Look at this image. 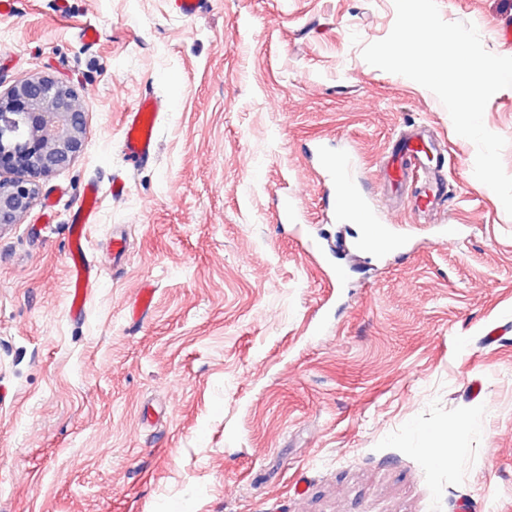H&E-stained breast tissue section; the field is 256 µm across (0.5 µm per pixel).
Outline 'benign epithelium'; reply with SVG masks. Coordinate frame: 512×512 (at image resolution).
I'll return each mask as SVG.
<instances>
[{
  "mask_svg": "<svg viewBox=\"0 0 512 512\" xmlns=\"http://www.w3.org/2000/svg\"><path fill=\"white\" fill-rule=\"evenodd\" d=\"M85 130V112L63 81L32 76L0 95V228L27 214L39 178L75 160Z\"/></svg>",
  "mask_w": 512,
  "mask_h": 512,
  "instance_id": "benign-epithelium-1",
  "label": "benign epithelium"
}]
</instances>
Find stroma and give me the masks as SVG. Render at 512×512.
<instances>
[{"mask_svg": "<svg viewBox=\"0 0 512 512\" xmlns=\"http://www.w3.org/2000/svg\"><path fill=\"white\" fill-rule=\"evenodd\" d=\"M437 2L512 57V0ZM395 18L394 0L0 12V92L49 75L86 114L81 153L0 229V512H512V216L437 96L363 59ZM146 92L157 154L131 171L123 109ZM484 124L512 175V88ZM417 129L448 150V204L424 215L379 163ZM330 157L395 249H361L328 207ZM91 181L99 277L76 318L68 219ZM447 441L461 454L434 462Z\"/></svg>", "mask_w": 512, "mask_h": 512, "instance_id": "35a3bbf8", "label": "stroma"}]
</instances>
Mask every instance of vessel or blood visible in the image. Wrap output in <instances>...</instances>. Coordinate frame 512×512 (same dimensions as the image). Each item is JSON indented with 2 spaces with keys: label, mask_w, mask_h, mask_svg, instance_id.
<instances>
[{
  "label": "vessel or blood",
  "mask_w": 512,
  "mask_h": 512,
  "mask_svg": "<svg viewBox=\"0 0 512 512\" xmlns=\"http://www.w3.org/2000/svg\"><path fill=\"white\" fill-rule=\"evenodd\" d=\"M158 114V104L151 94H142L124 109L122 133L123 151L131 169H139L155 155L153 127ZM446 161L441 144L425 132H413L399 140L382 165L385 182L390 187L402 186L409 170L423 172L425 179L415 193L411 204L415 211L426 213L444 205L448 200V185L439 172ZM82 203L70 216L69 255L71 304L73 314H81L90 288L98 272L86 255L87 227L96 223L98 205L102 198L97 183H87L82 191ZM340 213L352 215L362 222H370L373 204L355 190L354 164L342 162L336 179V195L331 201Z\"/></svg>",
  "instance_id": "vessel-or-blood-1"
}]
</instances>
